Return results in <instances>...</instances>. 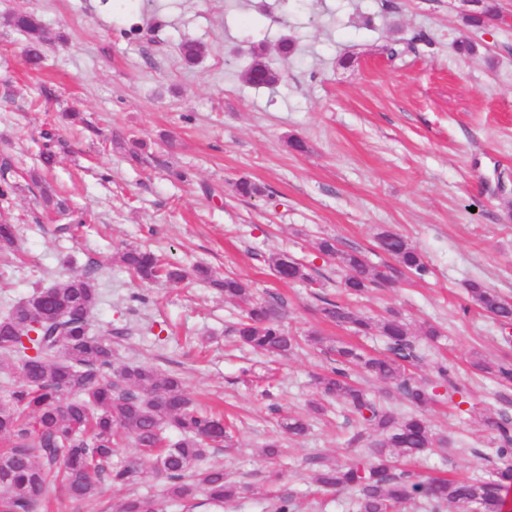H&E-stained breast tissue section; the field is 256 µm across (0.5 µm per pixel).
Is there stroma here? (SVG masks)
I'll use <instances>...</instances> for the list:
<instances>
[{
    "label": "stroma",
    "mask_w": 512,
    "mask_h": 512,
    "mask_svg": "<svg viewBox=\"0 0 512 512\" xmlns=\"http://www.w3.org/2000/svg\"><path fill=\"white\" fill-rule=\"evenodd\" d=\"M497 3L496 19L470 27L467 0H137L130 11L115 0H0V20L35 14L47 37L46 61L33 70L23 36L0 23V167L18 185L0 199V214L17 224L22 246L0 251L9 279L0 307L98 267L90 332L111 339L115 367L177 374L196 403L233 420L232 442L207 462L262 489L195 512H269L270 496L285 492L295 512H349L354 490L320 487L305 460L366 462L372 449L349 444L354 428L341 405L310 413L311 376L328 366L320 351L305 346L274 361L235 344L237 303L193 279L137 280L119 260L130 246L236 274L255 296L284 300L290 329L333 343L350 335L320 312L322 299H339L341 273L317 252L318 239L334 236L339 249L382 264L389 257L377 233L401 234L429 275H398L355 306L372 317L391 307L412 328H440L410 371L425 379L446 363L465 398L429 410L438 442L412 468L468 479L491 471L492 438L479 420L512 415V387L474 363L512 362V341L465 284L481 281L512 301V0ZM285 35L298 45L287 59L277 52ZM186 39L204 48L192 67L179 56ZM459 39L476 53L458 54ZM390 44L401 50L393 59ZM259 46L281 74L271 88L243 79ZM67 110L97 134L61 121ZM50 127L70 150L46 178L92 217L73 233H44L54 217L30 178ZM117 137L146 141L154 163L132 162ZM295 137L305 151L291 149ZM172 167L189 181L171 178ZM242 178L261 195L239 196ZM273 253L307 264L313 283L280 281L265 261ZM285 416L308 418L309 431L284 433ZM275 438L277 460L264 452ZM277 470L282 480H273Z\"/></svg>",
    "instance_id": "stroma-1"
}]
</instances>
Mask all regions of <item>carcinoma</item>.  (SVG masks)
<instances>
[{"label": "carcinoma", "mask_w": 512, "mask_h": 512, "mask_svg": "<svg viewBox=\"0 0 512 512\" xmlns=\"http://www.w3.org/2000/svg\"><path fill=\"white\" fill-rule=\"evenodd\" d=\"M496 14L494 0H484L482 8L465 14L463 20L468 26H480ZM6 24L25 35L26 62L41 66L45 36L39 19L29 13L13 14ZM180 54L186 65L193 66L202 57L203 46L186 40ZM244 80L253 87H272L279 82V72L257 55L245 68ZM42 138L41 164L48 170L65 143L52 129L43 131ZM39 203L68 224H87L86 214L71 208L49 186L42 187ZM377 241L400 269L418 277L428 272L422 254L400 234L385 229ZM18 249L16 225L0 222V250ZM316 249L347 271L342 288L349 296L391 282L390 269L372 267L358 250H339L334 238L321 239ZM120 260L141 281L180 282L191 275L203 281L211 278L203 266L189 273L141 247L124 249ZM268 263L288 282H313L310 268L285 254L269 256ZM96 271L92 266L60 283L38 287L0 316V357L12 359L8 364L0 362V440L6 442L0 451V512H37L57 488L72 501L98 505L104 483L127 485L145 479L147 457L157 459V470L166 479L162 495L126 498L118 512H164L168 500L194 509L199 507L200 495L214 503L239 497L248 487L226 479L220 468L203 465L210 447L232 440L224 419L195 408L175 374L144 365L114 370L112 342L90 335L89 314L100 298ZM213 285L244 308L236 329L241 343L273 358L300 348L299 337L282 325L281 302L255 298L248 285L234 277L215 280ZM467 293L483 313L501 322L512 320V302L492 289L472 281ZM321 313L357 335L382 337L386 350L369 356L351 345H326L315 332L306 335V343L323 347L330 357V367L316 378L317 386L346 404L367 430L381 436L374 444V457L364 464L340 468L320 456L310 458L308 466L318 482L326 488L357 489L352 512H401L419 498L429 512H442L450 503L458 512H500L501 492L512 482V423L504 416L484 420L495 434L497 459L487 478L423 479L399 464L401 458H422L437 444L426 411L438 397L451 402L461 393L445 365L436 366L434 378L424 381L408 372L418 343L434 339L437 329L426 325L417 334L397 313L375 320L334 301L326 302ZM354 366L388 386L386 395L397 393L411 411L398 417L387 404L371 397L352 379ZM15 373L21 378L18 384L13 382ZM281 427L299 437L307 432L308 423L288 416ZM167 430L180 438L164 443ZM127 441L142 456L112 465L115 449Z\"/></svg>", "instance_id": "obj_1"}]
</instances>
